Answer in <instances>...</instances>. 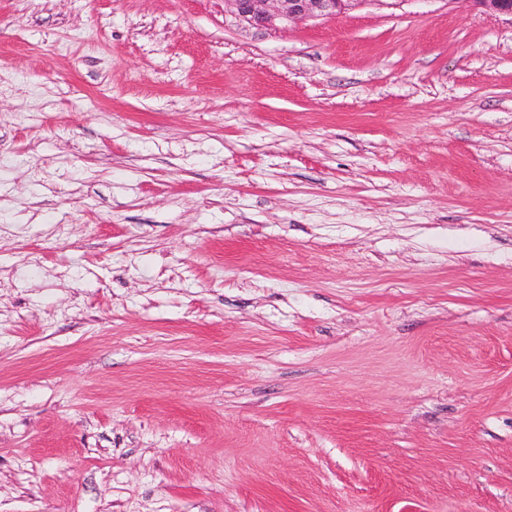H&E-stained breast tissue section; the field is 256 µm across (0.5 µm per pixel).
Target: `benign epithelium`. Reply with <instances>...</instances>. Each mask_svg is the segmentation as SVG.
<instances>
[{"label": "benign epithelium", "mask_w": 512, "mask_h": 512, "mask_svg": "<svg viewBox=\"0 0 512 512\" xmlns=\"http://www.w3.org/2000/svg\"><path fill=\"white\" fill-rule=\"evenodd\" d=\"M233 14L256 29H275L303 19L334 18L357 0H225ZM484 12L512 17V0H473Z\"/></svg>", "instance_id": "1"}]
</instances>
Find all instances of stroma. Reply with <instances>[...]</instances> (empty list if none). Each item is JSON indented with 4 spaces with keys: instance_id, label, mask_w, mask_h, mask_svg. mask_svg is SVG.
Masks as SVG:
<instances>
[{
    "instance_id": "stroma-1",
    "label": "stroma",
    "mask_w": 512,
    "mask_h": 512,
    "mask_svg": "<svg viewBox=\"0 0 512 512\" xmlns=\"http://www.w3.org/2000/svg\"><path fill=\"white\" fill-rule=\"evenodd\" d=\"M0 512H512V18L0 0ZM359 0H225L232 13L256 29H276L303 19L333 18Z\"/></svg>"
}]
</instances>
